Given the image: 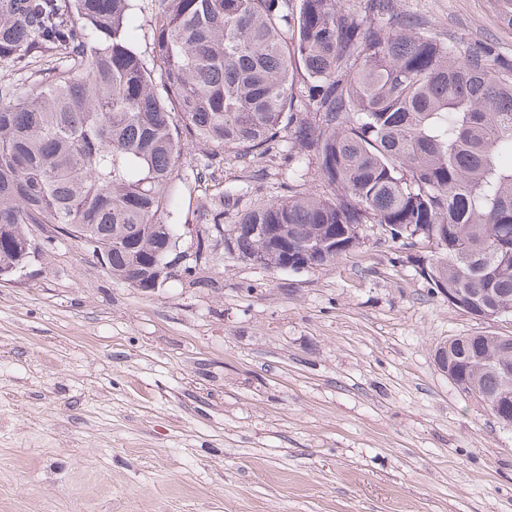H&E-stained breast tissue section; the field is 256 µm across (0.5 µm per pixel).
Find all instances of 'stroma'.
I'll return each instance as SVG.
<instances>
[{
	"label": "stroma",
	"mask_w": 512,
	"mask_h": 512,
	"mask_svg": "<svg viewBox=\"0 0 512 512\" xmlns=\"http://www.w3.org/2000/svg\"><path fill=\"white\" fill-rule=\"evenodd\" d=\"M417 31L493 45V0H397ZM282 144L238 159L193 142L172 224L205 228L216 188L283 195ZM366 224L335 263L270 271L212 242L151 290L59 237L0 283V512H512V427L435 361L507 326L431 289Z\"/></svg>",
	"instance_id": "35a3bbf8"
}]
</instances>
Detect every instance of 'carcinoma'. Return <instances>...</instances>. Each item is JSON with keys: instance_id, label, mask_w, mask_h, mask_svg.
<instances>
[{"instance_id": "1", "label": "carcinoma", "mask_w": 512, "mask_h": 512, "mask_svg": "<svg viewBox=\"0 0 512 512\" xmlns=\"http://www.w3.org/2000/svg\"><path fill=\"white\" fill-rule=\"evenodd\" d=\"M148 8L145 52L132 22ZM53 58L28 83L0 80V275L53 224L97 242L113 278L157 288L178 258L183 142L245 158L288 132L283 196L227 236L237 191L216 202L208 229L239 258L314 269L378 224L434 245V289L512 303V70L493 49L416 33L395 0H0V65ZM448 354L489 396L501 379L486 360L512 361L494 338Z\"/></svg>"}]
</instances>
